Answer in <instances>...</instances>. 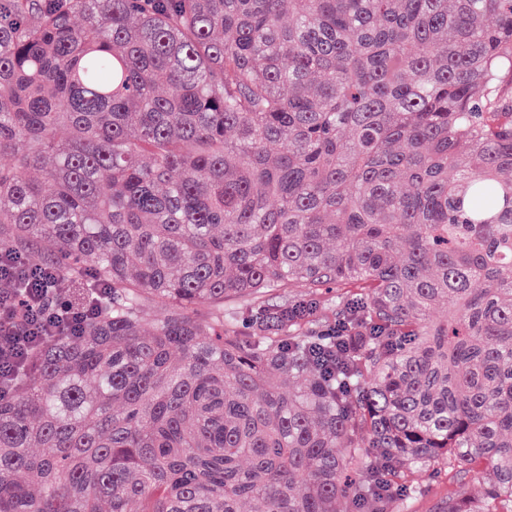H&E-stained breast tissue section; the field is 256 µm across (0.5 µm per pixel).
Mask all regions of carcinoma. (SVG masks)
Segmentation results:
<instances>
[{
	"label": "carcinoma",
	"instance_id": "cac0c4a2",
	"mask_svg": "<svg viewBox=\"0 0 512 512\" xmlns=\"http://www.w3.org/2000/svg\"><path fill=\"white\" fill-rule=\"evenodd\" d=\"M0 254V512H512V0H0ZM53 281L36 282L17 293H0V397H5L1 379L15 374L19 358L28 353L36 339L73 333L97 308L101 291L82 288L83 292L56 308L47 304ZM22 308L23 310H20ZM458 484L453 473L431 474L423 482L420 492L410 500L407 512H434L437 504L455 492Z\"/></svg>",
	"mask_w": 512,
	"mask_h": 512
}]
</instances>
